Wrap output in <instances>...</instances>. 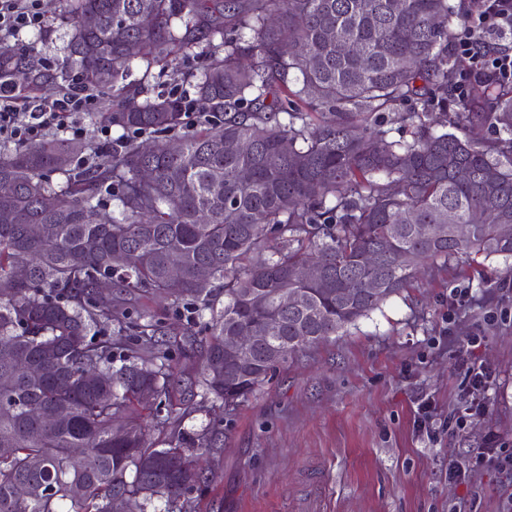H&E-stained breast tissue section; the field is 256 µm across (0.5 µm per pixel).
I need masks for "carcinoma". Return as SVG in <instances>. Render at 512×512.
<instances>
[{
    "mask_svg": "<svg viewBox=\"0 0 512 512\" xmlns=\"http://www.w3.org/2000/svg\"><path fill=\"white\" fill-rule=\"evenodd\" d=\"M59 5L70 25L61 71L94 91L112 88L99 121L145 142L94 159L84 140L58 136L0 148V448L12 449L0 456V512H60L66 501L70 512H114L126 496L140 512L157 501L183 512L191 488L209 482L195 456L221 434L216 420L184 429L186 416L215 401L235 406L409 287L425 265L512 258V158L501 160L502 144L512 146V95L493 91L494 110L456 116L462 129L491 127L494 140L423 123L409 140L390 137L391 106L448 104L449 26L464 23L448 0ZM339 43L349 50L338 53ZM198 50L211 58L194 84L204 111L171 151L168 134L185 112L175 98L126 83L129 63ZM17 72L29 94L58 91L49 72L20 61L4 74ZM143 166L153 180L138 178ZM111 190L117 217L102 209ZM201 210L209 223L196 222ZM173 253L184 262L178 288L166 279ZM367 254L377 256L370 267ZM313 263L321 279L294 277ZM103 279L170 299L185 314L183 339H164L161 313L116 309L97 289ZM286 293L299 305L282 306ZM273 314L280 328L267 340ZM240 333L259 344L229 362L224 341ZM186 342L202 353L200 393L188 399L169 390L172 349ZM38 410L53 419H36ZM150 422L164 439L147 441ZM72 448L85 449L79 469ZM165 456L180 460V477L164 470Z\"/></svg>",
    "mask_w": 512,
    "mask_h": 512,
    "instance_id": "obj_1",
    "label": "carcinoma"
}]
</instances>
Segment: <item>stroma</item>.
I'll return each mask as SVG.
<instances>
[{"mask_svg": "<svg viewBox=\"0 0 512 512\" xmlns=\"http://www.w3.org/2000/svg\"><path fill=\"white\" fill-rule=\"evenodd\" d=\"M65 19L23 32L19 52L49 66L60 85L67 54ZM208 64L202 54L174 66L134 60L129 80L160 91H192ZM503 258L459 256L425 269L409 288L360 319L342 336L277 368L233 412L221 403L184 421L197 428L224 422L221 446L201 465L209 487L192 491L203 512H299L319 481L326 512H506L512 477L488 463L469 483L449 480L448 461L480 448H512V290L503 289ZM484 339L473 355L493 374L487 390L470 391L467 340ZM480 412L457 428L465 393ZM436 414L419 423L421 399Z\"/></svg>", "mask_w": 512, "mask_h": 512, "instance_id": "stroma-1", "label": "stroma"}]
</instances>
